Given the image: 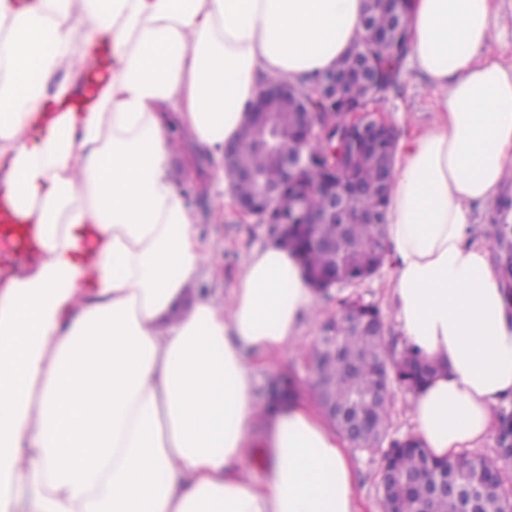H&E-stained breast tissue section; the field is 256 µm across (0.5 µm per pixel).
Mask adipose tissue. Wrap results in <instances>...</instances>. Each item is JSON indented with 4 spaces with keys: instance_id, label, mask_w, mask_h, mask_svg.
Masks as SVG:
<instances>
[{
    "instance_id": "adipose-tissue-1",
    "label": "adipose tissue",
    "mask_w": 512,
    "mask_h": 512,
    "mask_svg": "<svg viewBox=\"0 0 512 512\" xmlns=\"http://www.w3.org/2000/svg\"><path fill=\"white\" fill-rule=\"evenodd\" d=\"M367 0H0V200L42 254L0 286V512H360L350 446L318 408L259 404L253 361L319 303L299 259L220 257L175 182L182 143L239 140L268 80L310 82L366 36ZM498 0H411L436 96L386 203L387 295L436 374L410 400L449 457L512 399V300L475 212L512 177ZM263 422L260 442L250 433ZM264 478L245 476L253 445Z\"/></svg>"
}]
</instances>
